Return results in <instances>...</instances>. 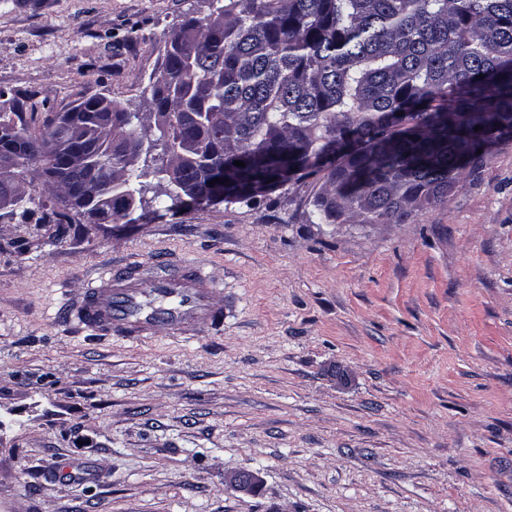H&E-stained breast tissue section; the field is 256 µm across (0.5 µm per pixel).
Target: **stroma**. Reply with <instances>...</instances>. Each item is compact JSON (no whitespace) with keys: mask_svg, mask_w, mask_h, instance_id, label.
I'll use <instances>...</instances> for the list:
<instances>
[{"mask_svg":"<svg viewBox=\"0 0 512 512\" xmlns=\"http://www.w3.org/2000/svg\"><path fill=\"white\" fill-rule=\"evenodd\" d=\"M212 11L0 0V92L33 132L95 94L149 112L168 36ZM322 191L0 218V512H512V145L403 224L319 221ZM192 260L222 331L86 341L58 318L109 267L145 288Z\"/></svg>","mask_w":512,"mask_h":512,"instance_id":"35a3bbf8","label":"stroma"}]
</instances>
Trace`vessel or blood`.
<instances>
[{"instance_id": "b4317fda", "label": "vessel or blood", "mask_w": 512, "mask_h": 512, "mask_svg": "<svg viewBox=\"0 0 512 512\" xmlns=\"http://www.w3.org/2000/svg\"><path fill=\"white\" fill-rule=\"evenodd\" d=\"M63 311L84 329L133 343L142 341L156 322L178 333L196 323L216 329L224 325V310L213 304L211 284L194 263L149 288L133 287L126 270H116Z\"/></svg>"}]
</instances>
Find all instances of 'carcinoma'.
Listing matches in <instances>:
<instances>
[{
	"mask_svg": "<svg viewBox=\"0 0 512 512\" xmlns=\"http://www.w3.org/2000/svg\"><path fill=\"white\" fill-rule=\"evenodd\" d=\"M214 2L213 21L189 18L171 33L152 77V97L166 116L147 147H161L153 169L115 167L111 143L149 135L135 129L134 113L104 96L76 101L83 115L105 124L87 167L67 173L99 221L127 217L149 176L177 208L180 186L209 193L201 172L228 166L224 202L249 204L254 197L238 191L241 175L269 181L293 163L300 180L324 173L332 198H318L320 216L337 221L346 212L360 224H402L421 205L448 202L480 168L477 150L512 142V0ZM23 109L14 96L9 111H0V126L16 130L0 151L29 155L13 184L0 183V196L39 176L60 191V207L20 204L6 214L77 224L83 213L65 204L66 186L47 180L42 163L62 113L33 133L22 124ZM392 118L408 131L392 130ZM347 137L362 148L324 166L332 145ZM174 146L188 158L172 167Z\"/></svg>",
	"mask_w": 512,
	"mask_h": 512,
	"instance_id": "cac0c4a2",
	"label": "carcinoma"
}]
</instances>
